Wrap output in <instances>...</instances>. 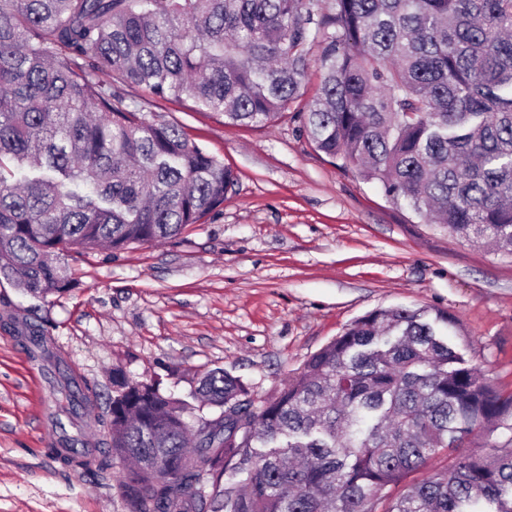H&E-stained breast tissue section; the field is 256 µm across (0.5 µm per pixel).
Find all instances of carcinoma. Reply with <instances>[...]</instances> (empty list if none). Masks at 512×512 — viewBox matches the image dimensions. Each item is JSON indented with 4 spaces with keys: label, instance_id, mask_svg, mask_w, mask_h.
<instances>
[{
    "label": "carcinoma",
    "instance_id": "cac0c4a2",
    "mask_svg": "<svg viewBox=\"0 0 512 512\" xmlns=\"http://www.w3.org/2000/svg\"><path fill=\"white\" fill-rule=\"evenodd\" d=\"M322 2L0 0V279L63 294L61 255L167 242L223 206L234 171L152 107L264 125L301 96L315 40L323 77L300 111L315 148L512 258V0ZM450 331L446 312L370 311L257 408L220 367L180 398L117 366L109 440L62 426L51 452L121 465L127 512H512V392ZM27 332L32 358H54ZM60 385L70 415L96 406L76 376Z\"/></svg>",
    "mask_w": 512,
    "mask_h": 512
}]
</instances>
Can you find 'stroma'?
<instances>
[{
  "mask_svg": "<svg viewBox=\"0 0 512 512\" xmlns=\"http://www.w3.org/2000/svg\"><path fill=\"white\" fill-rule=\"evenodd\" d=\"M153 111L237 182L172 241L69 254L68 293L35 299L0 281V512H126L117 470L49 455L57 367L21 347L16 332L30 321L44 323L61 368L95 390L99 415L116 366L135 380L163 376L178 394L221 367L262 403L358 317L389 307L454 316L466 357L512 391V260L449 237L332 162L295 113L251 127L183 101Z\"/></svg>",
  "mask_w": 512,
  "mask_h": 512,
  "instance_id": "stroma-1",
  "label": "stroma"
}]
</instances>
